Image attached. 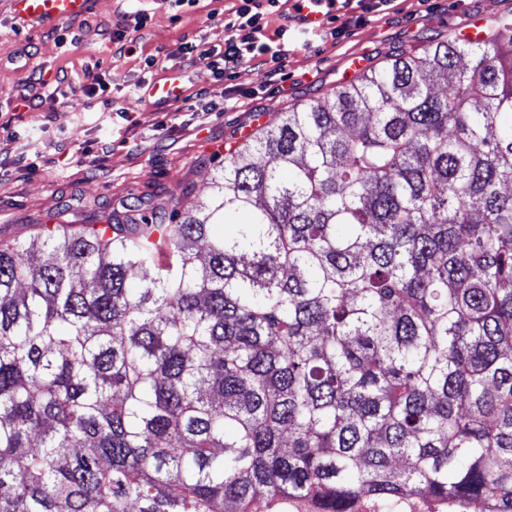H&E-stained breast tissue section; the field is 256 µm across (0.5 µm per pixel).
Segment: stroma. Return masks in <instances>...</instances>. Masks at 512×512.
Segmentation results:
<instances>
[{"label":"stroma","mask_w":512,"mask_h":512,"mask_svg":"<svg viewBox=\"0 0 512 512\" xmlns=\"http://www.w3.org/2000/svg\"><path fill=\"white\" fill-rule=\"evenodd\" d=\"M234 4L199 0L176 15L158 8L138 29L134 0H92L79 19L20 29L8 0H0V239L26 240L45 224H104L115 211L138 216L170 195H199L229 145L288 107L329 93L357 67L422 50L429 38L457 31L472 15L512 18V0H393L380 12L373 0H349L334 22L342 37L289 42L282 77L269 79L253 62L219 80L205 65L181 59L178 46L223 43ZM359 16L366 24L356 25ZM62 35L67 44H59ZM122 35L132 38V53H118ZM148 56L160 68L145 69ZM172 70L183 74L185 93L218 102L230 95L235 106L192 122L170 107L129 102L135 84L165 82ZM94 74L107 82L105 91L91 89ZM40 78L59 81L61 94L25 106L23 94ZM106 98L128 103V112L101 120ZM47 128L56 135L31 167L26 141Z\"/></svg>","instance_id":"stroma-1"}]
</instances>
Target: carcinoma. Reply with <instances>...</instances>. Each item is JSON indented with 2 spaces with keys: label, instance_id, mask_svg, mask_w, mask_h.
Here are the masks:
<instances>
[{
  "label": "carcinoma",
  "instance_id": "carcinoma-1",
  "mask_svg": "<svg viewBox=\"0 0 512 512\" xmlns=\"http://www.w3.org/2000/svg\"><path fill=\"white\" fill-rule=\"evenodd\" d=\"M482 32L281 113L168 223L0 240V512H512V30ZM455 508L454 502L446 501H406L401 500L397 503H390L389 506L380 505L372 499L363 497L355 502L354 506L350 508V512H382L383 509L390 512H445Z\"/></svg>",
  "mask_w": 512,
  "mask_h": 512
}]
</instances>
